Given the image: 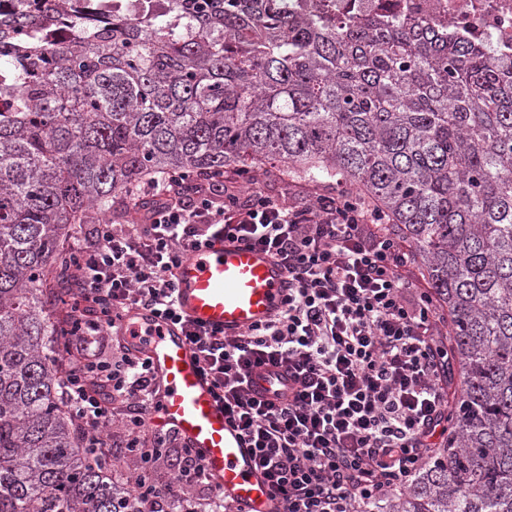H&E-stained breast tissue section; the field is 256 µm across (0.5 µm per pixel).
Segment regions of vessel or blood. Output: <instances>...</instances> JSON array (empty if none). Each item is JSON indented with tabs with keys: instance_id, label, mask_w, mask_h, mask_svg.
Instances as JSON below:
<instances>
[{
	"instance_id": "vessel-or-blood-1",
	"label": "vessel or blood",
	"mask_w": 512,
	"mask_h": 512,
	"mask_svg": "<svg viewBox=\"0 0 512 512\" xmlns=\"http://www.w3.org/2000/svg\"><path fill=\"white\" fill-rule=\"evenodd\" d=\"M288 294V278L276 261L260 249L224 237L190 251L177 271L175 303L185 322L191 321L227 336L245 333L271 320ZM119 334L131 340L136 328L154 331L146 346L160 384V404L152 421L176 430L200 455L207 474L225 498L244 512H278L263 472L250 448L224 416V405L199 368L184 324L155 320L133 310ZM250 379L265 396H273L285 379L278 369L260 368Z\"/></svg>"
}]
</instances>
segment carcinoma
<instances>
[{
  "instance_id": "carcinoma-1",
  "label": "carcinoma",
  "mask_w": 512,
  "mask_h": 512,
  "mask_svg": "<svg viewBox=\"0 0 512 512\" xmlns=\"http://www.w3.org/2000/svg\"><path fill=\"white\" fill-rule=\"evenodd\" d=\"M79 11L0 12V512H119L57 377L70 232L169 171L276 165L368 194L448 307V448L368 508L512 512V59L402 0Z\"/></svg>"
}]
</instances>
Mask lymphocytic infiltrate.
<instances>
[{"label":"lymphocytic infiltrate","instance_id":"lymphocytic-infiltrate-1","mask_svg":"<svg viewBox=\"0 0 512 512\" xmlns=\"http://www.w3.org/2000/svg\"><path fill=\"white\" fill-rule=\"evenodd\" d=\"M141 192L133 221L77 227L61 295V395L93 458L134 457L127 496L140 512H234L177 431L151 427L160 389L149 360L112 341L134 308L178 320L182 259L222 235L270 253L288 295L242 335L194 324L186 335L283 512H357L406 485L448 430L454 368L414 250L375 203L307 188L272 195L239 169L169 172ZM262 366L286 375L277 400L248 383Z\"/></svg>","mask_w":512,"mask_h":512}]
</instances>
